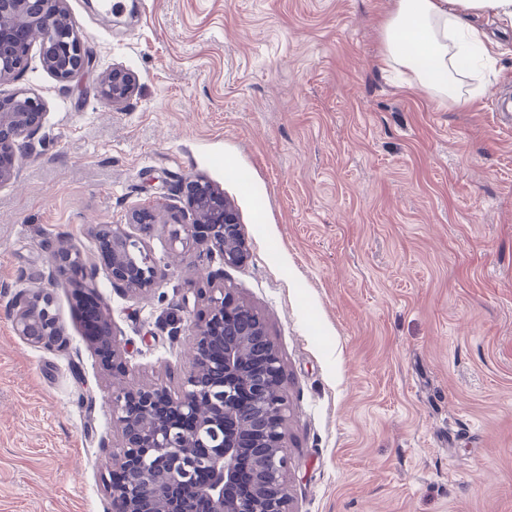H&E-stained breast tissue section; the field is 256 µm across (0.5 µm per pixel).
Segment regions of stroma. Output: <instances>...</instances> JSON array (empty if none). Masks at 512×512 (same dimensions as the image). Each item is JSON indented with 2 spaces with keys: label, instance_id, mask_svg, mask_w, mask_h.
<instances>
[{
  "label": "stroma",
  "instance_id": "1",
  "mask_svg": "<svg viewBox=\"0 0 512 512\" xmlns=\"http://www.w3.org/2000/svg\"><path fill=\"white\" fill-rule=\"evenodd\" d=\"M67 0L91 68L60 82L32 47L0 99L44 119L0 188V512H104L128 379L179 391L187 334L166 314L222 276L264 317L288 395L292 512H512V24L471 106L386 70L389 0ZM136 76L119 109L100 96ZM237 212L248 258L224 265L138 230L166 271L113 285L91 229L191 182ZM95 266L125 373L105 367L69 288L52 289L61 351L16 336L8 302L39 286L52 246ZM135 77L133 73L124 67H113L108 73L107 79L101 84V95L119 106L125 103L133 94Z\"/></svg>",
  "mask_w": 512,
  "mask_h": 512
}]
</instances>
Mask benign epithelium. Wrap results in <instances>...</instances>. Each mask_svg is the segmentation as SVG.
<instances>
[{"mask_svg": "<svg viewBox=\"0 0 512 512\" xmlns=\"http://www.w3.org/2000/svg\"><path fill=\"white\" fill-rule=\"evenodd\" d=\"M45 68L69 82L92 66L66 8V0H0V83L26 68L34 40ZM135 77L114 67L101 95L119 106L133 94ZM43 112L23 93L0 99V188L18 173L17 159L34 148ZM193 224L171 230L182 248L198 240L206 253L236 266L247 259L234 209L211 185L197 183L185 199ZM206 214V221L199 220ZM155 222L147 208L129 224H98L92 234L110 257L112 283L133 296L152 291L163 272L130 229ZM35 278L53 288H72L78 298L97 293L96 273L80 252L59 248L48 273ZM206 312L187 327L192 368L180 392L161 383L112 391V419L121 442L106 461L107 512H173L170 494L181 495L180 512L203 500L208 512H290L287 488L288 398L283 369L260 314L218 286L205 294ZM51 293L41 288L9 302L14 333L47 351L63 347L62 330L50 311ZM94 348L104 365L121 364L112 319L99 314Z\"/></svg>", "mask_w": 512, "mask_h": 512, "instance_id": "1", "label": "benign epithelium"}]
</instances>
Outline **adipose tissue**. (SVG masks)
Returning <instances> with one entry per match:
<instances>
[{
	"label": "adipose tissue",
	"instance_id": "ef3b65f1",
	"mask_svg": "<svg viewBox=\"0 0 512 512\" xmlns=\"http://www.w3.org/2000/svg\"><path fill=\"white\" fill-rule=\"evenodd\" d=\"M512 22V0H391L381 23L383 59L412 72L420 87L439 101L466 103L496 50L472 27V18Z\"/></svg>",
	"mask_w": 512,
	"mask_h": 512
}]
</instances>
